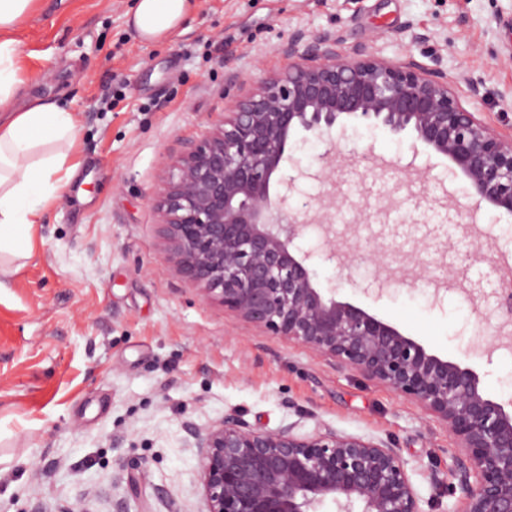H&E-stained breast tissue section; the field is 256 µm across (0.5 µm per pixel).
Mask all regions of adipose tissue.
Instances as JSON below:
<instances>
[{"instance_id":"adipose-tissue-1","label":"adipose tissue","mask_w":512,"mask_h":512,"mask_svg":"<svg viewBox=\"0 0 512 512\" xmlns=\"http://www.w3.org/2000/svg\"><path fill=\"white\" fill-rule=\"evenodd\" d=\"M35 0H0V253L30 252L29 231L45 204L75 174L70 157L78 128L62 102L29 99L18 66L16 32ZM193 0H135L129 19L140 38L155 41L179 30Z\"/></svg>"}]
</instances>
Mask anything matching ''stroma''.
I'll return each mask as SVG.
<instances>
[{"label": "stroma", "mask_w": 512, "mask_h": 512, "mask_svg": "<svg viewBox=\"0 0 512 512\" xmlns=\"http://www.w3.org/2000/svg\"><path fill=\"white\" fill-rule=\"evenodd\" d=\"M134 0H36L18 62L27 97L58 99L80 124V165L34 225L33 248L0 289V512H205L198 456L183 429L230 411L254 428L316 427L390 441L430 512H460L454 438L420 404L207 302L168 260L154 196L181 143L220 122L234 96L281 69L289 33L332 32L350 52L414 56L455 82L463 105L512 130V0H199L191 23L147 43L127 23ZM429 34L426 43L413 41ZM485 82L470 97L466 78ZM410 132L346 125L339 140L301 132L281 174L301 168L291 208L335 198L329 230L295 241L318 287L369 310L428 351L472 368L485 393L512 399V356L494 340L495 302L475 310L449 277L492 291L512 265V214L480 207L492 250L459 229L474 204L448 160L414 151ZM373 152L424 183L379 178L371 163L317 173L327 149ZM359 252L321 258L326 235ZM136 487H129L128 475Z\"/></svg>", "instance_id": "35a3bbf8"}]
</instances>
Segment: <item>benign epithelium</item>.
<instances>
[{
  "label": "benign epithelium",
  "instance_id": "1",
  "mask_svg": "<svg viewBox=\"0 0 512 512\" xmlns=\"http://www.w3.org/2000/svg\"><path fill=\"white\" fill-rule=\"evenodd\" d=\"M329 32L295 31L286 67L269 74L183 144L157 193L169 259L181 275L259 331L294 340L419 402L448 425L462 512H512V401L481 388L469 367L429 352L362 307L338 301L294 249L306 225L288 193L309 173L270 180L293 135L330 132L343 120L409 130L413 149L448 158L473 196L512 214V135L464 107L454 81L411 55L350 53ZM198 448L206 512H425L396 447L316 428L259 431L236 412L206 429L184 425Z\"/></svg>",
  "mask_w": 512,
  "mask_h": 512
}]
</instances>
